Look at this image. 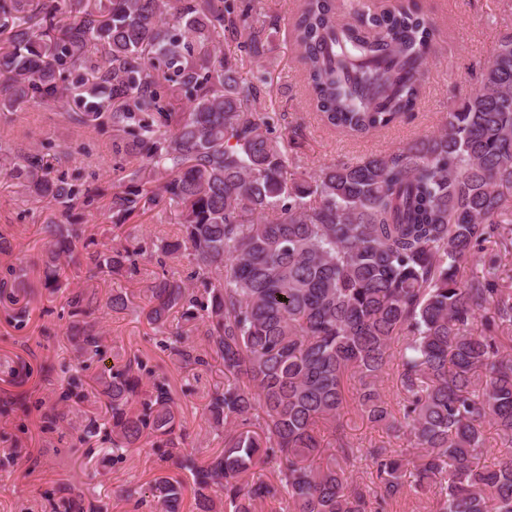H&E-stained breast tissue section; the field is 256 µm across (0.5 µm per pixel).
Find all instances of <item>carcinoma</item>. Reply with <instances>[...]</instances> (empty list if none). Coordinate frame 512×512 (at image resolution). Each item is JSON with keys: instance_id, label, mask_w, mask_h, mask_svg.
Segmentation results:
<instances>
[{"instance_id": "obj_1", "label": "carcinoma", "mask_w": 512, "mask_h": 512, "mask_svg": "<svg viewBox=\"0 0 512 512\" xmlns=\"http://www.w3.org/2000/svg\"><path fill=\"white\" fill-rule=\"evenodd\" d=\"M337 17L336 0H302L292 27L305 88L324 125L352 137L389 129L413 111L435 34L414 4L368 13L356 0ZM251 0H0V111L33 102L82 109L73 125L112 130L125 176L106 189L39 172L22 156L0 175L56 206L42 278L59 287L60 258L73 251L76 209L104 199L112 228L157 206L179 212V233L160 241L149 321L166 333L172 313L205 327L224 360V390L207 406L224 448L199 466L183 452L170 385L144 389L135 356L98 377L110 427L91 419L112 450L153 439L178 451L193 476L196 508L216 512H390L429 496V512H512V287L501 257L512 255V28L475 89L448 111L444 127L395 153L340 163L308 177L288 174V143L272 135L273 103L239 75L243 57L218 39L243 32L245 55L265 54L269 35L250 18ZM93 78L85 82L84 75ZM190 106L175 112L171 100ZM496 246L481 276L461 263ZM90 277L136 269L140 246L83 243ZM187 279L178 275L182 261ZM0 296L24 287L9 269ZM76 350L102 356L88 321L92 292L66 298ZM175 355L204 366L205 355L172 334ZM397 401L382 393L393 358ZM369 422L409 447L355 444L340 422L344 380ZM500 439L486 455L485 425ZM369 463L371 481L352 479ZM274 465L275 479H246ZM160 512H178L184 486L151 487Z\"/></svg>"}]
</instances>
